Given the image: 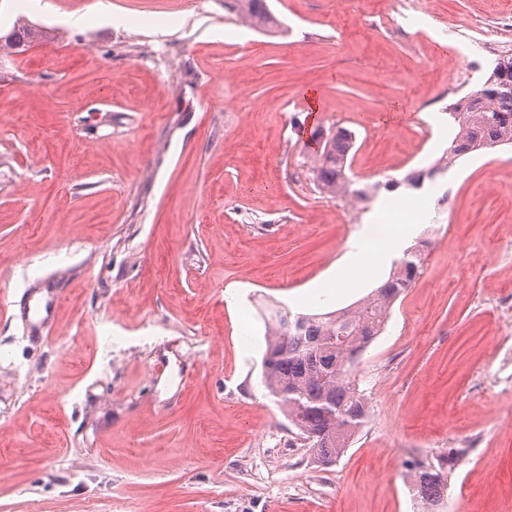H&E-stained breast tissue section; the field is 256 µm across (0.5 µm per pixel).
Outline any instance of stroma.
<instances>
[{"label": "stroma", "instance_id": "1", "mask_svg": "<svg viewBox=\"0 0 512 512\" xmlns=\"http://www.w3.org/2000/svg\"><path fill=\"white\" fill-rule=\"evenodd\" d=\"M377 2L267 0L280 26L256 32L224 0H0V35L43 32L0 54V512H425L407 461L464 443L436 512H512V145L437 167L446 62L474 59L477 89L496 54L471 21L512 0H385L375 30ZM340 127L353 189L383 185L354 218L311 171ZM389 197L425 205L421 269L323 468L264 385L259 309L368 295L314 286ZM21 18L17 19L11 29V31L4 36L0 37V41L3 40L0 47H5L15 52H23L25 47L30 42V39L34 37L35 31L28 22H21Z\"/></svg>", "mask_w": 512, "mask_h": 512}]
</instances>
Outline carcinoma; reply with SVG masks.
Listing matches in <instances>:
<instances>
[{
	"mask_svg": "<svg viewBox=\"0 0 512 512\" xmlns=\"http://www.w3.org/2000/svg\"><path fill=\"white\" fill-rule=\"evenodd\" d=\"M231 8L267 26L275 19L266 0H233ZM35 35L28 22L16 20L11 31L0 37L3 47L22 52ZM454 137L442 158L444 166L456 159L484 149L512 145V94L503 93L496 83L485 79L481 89L453 104ZM354 134L347 128L324 139L312 173L317 186L328 194L339 190L362 199L376 193V183L365 189L350 190V154ZM421 261L412 252L395 262L388 279L370 295L343 309L316 313H292L280 306L269 308L266 318V350L263 377L299 440L314 461L335 463L344 453L350 438L367 418V403L352 372L372 341L381 333L392 306L416 278ZM465 454V449L449 451L439 466L414 460L409 463L418 494L431 512L448 483L444 465Z\"/></svg>",
	"mask_w": 512,
	"mask_h": 512,
	"instance_id": "1",
	"label": "carcinoma"
}]
</instances>
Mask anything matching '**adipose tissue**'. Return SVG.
Instances as JSON below:
<instances>
[{"label": "adipose tissue", "mask_w": 512, "mask_h": 512, "mask_svg": "<svg viewBox=\"0 0 512 512\" xmlns=\"http://www.w3.org/2000/svg\"><path fill=\"white\" fill-rule=\"evenodd\" d=\"M420 207L405 208L396 199L387 200L376 213V224L363 238L351 243L321 290L340 295L376 279L395 253L416 232Z\"/></svg>", "instance_id": "ef3b65f1"}]
</instances>
